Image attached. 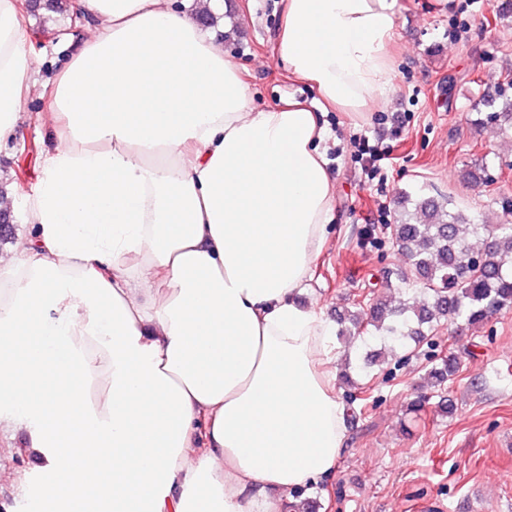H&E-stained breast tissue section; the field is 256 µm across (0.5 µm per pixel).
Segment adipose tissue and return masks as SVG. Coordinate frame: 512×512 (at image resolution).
Masks as SVG:
<instances>
[{"label": "adipose tissue", "mask_w": 512, "mask_h": 512, "mask_svg": "<svg viewBox=\"0 0 512 512\" xmlns=\"http://www.w3.org/2000/svg\"><path fill=\"white\" fill-rule=\"evenodd\" d=\"M279 55L361 114L392 88L397 0H282ZM194 0H74L57 144L0 252V435L48 512H288L343 448L339 343L300 297L326 243L324 129L255 109ZM0 0V139L36 87Z\"/></svg>", "instance_id": "adipose-tissue-1"}]
</instances>
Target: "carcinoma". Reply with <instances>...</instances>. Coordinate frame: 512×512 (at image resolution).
<instances>
[{"mask_svg": "<svg viewBox=\"0 0 512 512\" xmlns=\"http://www.w3.org/2000/svg\"><path fill=\"white\" fill-rule=\"evenodd\" d=\"M46 10L72 18L69 0H30L27 13ZM483 118L501 135L512 134V83L483 96L477 104ZM393 245L408 259L402 275L405 286L423 296L418 306H391L373 298L369 314L348 311L336 315L338 334L368 345L380 339L393 356L429 339L446 322L482 324L489 314L512 307V222L479 224L453 207L421 191L397 198L394 222L389 225ZM457 353L433 361L428 374L444 389L458 372Z\"/></svg>", "mask_w": 512, "mask_h": 512, "instance_id": "obj_1", "label": "carcinoma"}]
</instances>
